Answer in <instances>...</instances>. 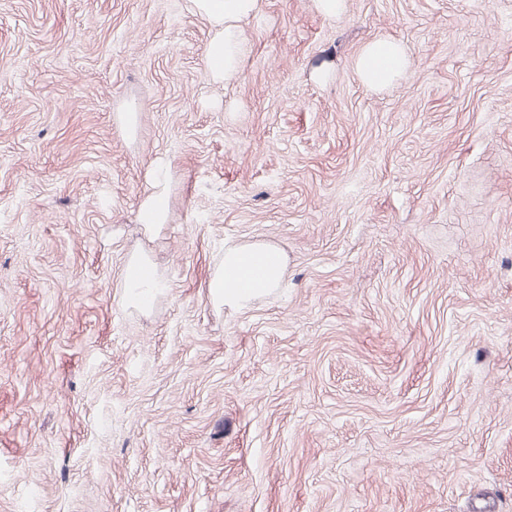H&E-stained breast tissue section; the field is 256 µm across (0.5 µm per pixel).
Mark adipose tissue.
<instances>
[{"instance_id": "obj_1", "label": "adipose tissue", "mask_w": 512, "mask_h": 512, "mask_svg": "<svg viewBox=\"0 0 512 512\" xmlns=\"http://www.w3.org/2000/svg\"><path fill=\"white\" fill-rule=\"evenodd\" d=\"M195 11L207 20L213 36L205 49L210 78L220 82L237 72L241 33L237 23L252 14L258 0H192ZM406 63L402 46L380 40L366 47L358 61L362 80L371 86L386 82ZM169 181L165 163L152 169L148 190L138 207L137 221L144 235L154 236L169 220ZM286 276L285 259L275 246L264 242L228 241L224 254L206 283L212 303L241 308L280 288ZM120 287L127 305L148 309L165 287L149 253L132 251Z\"/></svg>"}]
</instances>
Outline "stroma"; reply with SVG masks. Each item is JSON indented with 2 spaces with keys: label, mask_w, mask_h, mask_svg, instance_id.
I'll list each match as a JSON object with an SVG mask.
<instances>
[{
  "label": "stroma",
  "mask_w": 512,
  "mask_h": 512,
  "mask_svg": "<svg viewBox=\"0 0 512 512\" xmlns=\"http://www.w3.org/2000/svg\"><path fill=\"white\" fill-rule=\"evenodd\" d=\"M240 27L215 82L191 0H0V512H512V0ZM228 240L284 287L214 306ZM407 63L402 46L393 40H380L366 47L358 61L362 80L370 86L386 82ZM169 193L167 164L156 163L137 213L138 224H141L143 233L148 238H152L169 220ZM119 287L124 302L139 310L148 309L165 288V283L149 253L144 249L132 251L125 264Z\"/></svg>",
  "instance_id": "1"
}]
</instances>
